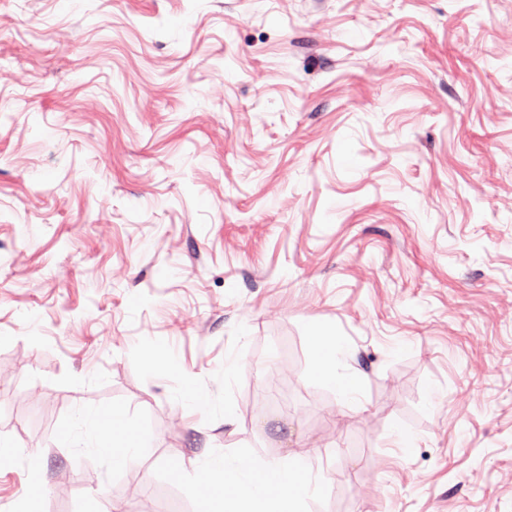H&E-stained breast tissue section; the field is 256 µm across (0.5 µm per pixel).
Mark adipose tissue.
<instances>
[{
  "mask_svg": "<svg viewBox=\"0 0 512 512\" xmlns=\"http://www.w3.org/2000/svg\"><path fill=\"white\" fill-rule=\"evenodd\" d=\"M313 350L321 378L336 387L345 404L358 403L359 392L355 380L340 375L339 363L348 351L335 336L316 340ZM204 471L201 512H301L302 502L318 497L323 482L312 477L299 458L291 457L278 463L255 465L249 460L224 461L208 458ZM232 475L236 480L234 492H227L220 474Z\"/></svg>",
  "mask_w": 512,
  "mask_h": 512,
  "instance_id": "1",
  "label": "adipose tissue"
}]
</instances>
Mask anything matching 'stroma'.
<instances>
[{"label":"stroma","mask_w":512,"mask_h":512,"mask_svg":"<svg viewBox=\"0 0 512 512\" xmlns=\"http://www.w3.org/2000/svg\"><path fill=\"white\" fill-rule=\"evenodd\" d=\"M1 69L0 505L512 512V0H0ZM313 350L317 359L320 377L336 387L346 405L358 403V386L353 379L337 372L339 363L348 355L347 348L336 336H322L316 340ZM94 448L100 455L112 456L118 459L122 464L135 461L140 454V442L134 436H127L121 442L101 441L87 446ZM203 471L209 475L203 483L202 512H301L299 506L321 494L324 481L313 478L298 457L256 466L249 460L224 461L208 456ZM231 474L236 480L230 496L226 481L217 474ZM220 504V510H213ZM248 506L249 508H247Z\"/></svg>","instance_id":"obj_1"}]
</instances>
